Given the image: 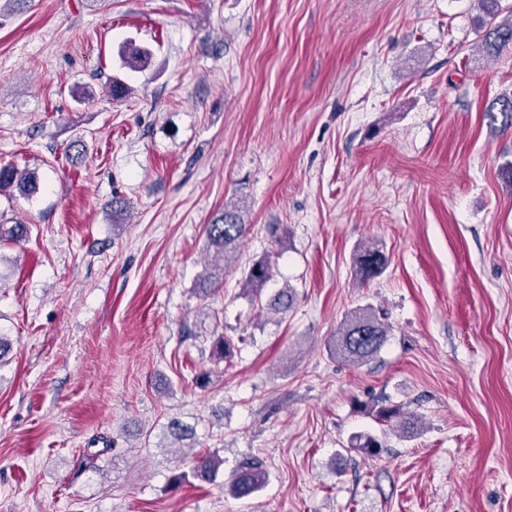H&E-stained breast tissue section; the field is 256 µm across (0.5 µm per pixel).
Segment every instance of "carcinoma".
<instances>
[{
	"label": "carcinoma",
	"instance_id": "1",
	"mask_svg": "<svg viewBox=\"0 0 512 512\" xmlns=\"http://www.w3.org/2000/svg\"><path fill=\"white\" fill-rule=\"evenodd\" d=\"M499 0H480L481 15L474 24L476 45L478 50L487 58L494 60L512 45V13L499 18ZM125 65L131 69L145 67L151 58L150 51L133 41L126 43L122 51ZM105 92L114 99H124L132 94V88L124 81L111 78L105 84ZM14 186L23 194H33L38 189V178L33 173H23L12 165L0 166V190ZM247 230L243 211L239 206L224 209L216 220L207 225L206 253L210 257V271L200 279V291L204 294L211 291L213 284L224 279V263L228 262L229 249L241 239ZM29 227L21 222L11 225L0 224V239L18 242L27 237ZM357 274L361 281H370L387 267V257L384 252L368 245L357 257ZM272 267L268 259L254 261L246 273L244 288L260 295L263 285L271 278ZM295 292L284 288L276 294L275 299L268 304V309L281 312L293 302ZM388 327L379 319L374 309L367 305L353 311L341 323L336 332V340L332 354L336 359L358 367L373 360L387 341ZM370 412L376 418L390 424L403 419L406 430L415 428V417H403L400 408L373 405ZM170 436L177 442L192 439L193 428L173 419L168 423ZM351 447L356 448L369 457L380 454L382 444L373 435L359 434L354 436ZM224 465V459L214 453L201 454L193 458L192 476L206 481H214ZM269 474L263 462L257 458L244 459L228 482L224 490L235 498H244L262 491L268 484Z\"/></svg>",
	"mask_w": 512,
	"mask_h": 512
}]
</instances>
